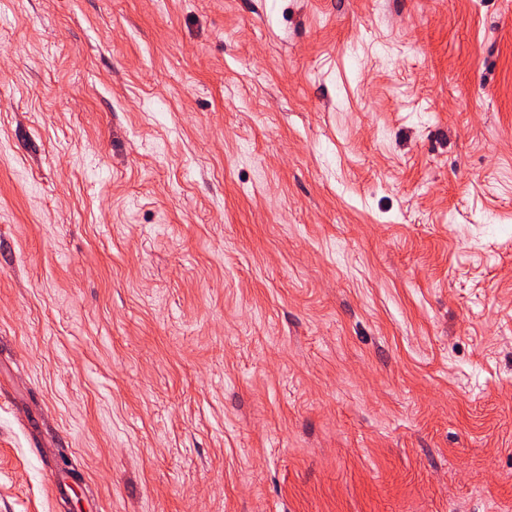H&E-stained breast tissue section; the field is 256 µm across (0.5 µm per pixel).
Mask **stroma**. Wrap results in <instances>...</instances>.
<instances>
[{"instance_id":"stroma-1","label":"stroma","mask_w":512,"mask_h":512,"mask_svg":"<svg viewBox=\"0 0 512 512\" xmlns=\"http://www.w3.org/2000/svg\"><path fill=\"white\" fill-rule=\"evenodd\" d=\"M9 49L0 512H512V0H0Z\"/></svg>"}]
</instances>
